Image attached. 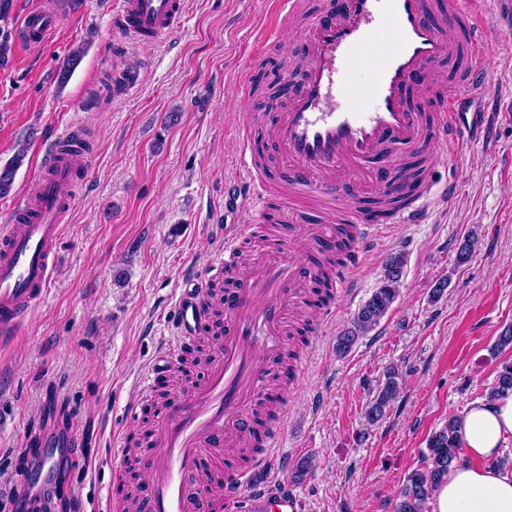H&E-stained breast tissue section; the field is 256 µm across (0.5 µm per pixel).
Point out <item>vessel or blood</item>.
Listing matches in <instances>:
<instances>
[{"mask_svg": "<svg viewBox=\"0 0 512 512\" xmlns=\"http://www.w3.org/2000/svg\"><path fill=\"white\" fill-rule=\"evenodd\" d=\"M486 0H448L440 12L432 0H336L320 10L305 33L307 57L293 84L288 108L270 130L286 191L284 213L296 219V203L316 198L344 221L357 239L346 263L330 276V285L346 289L354 280L362 252L378 240L384 223L408 224L424 209L431 193L419 186L413 201L393 209L387 220L365 217L356 210L361 182L375 176L388 189L398 173L396 151H413L423 143L425 116H432L435 145L456 147L466 138L458 114L461 100L488 94L484 79L485 43L490 29L484 17ZM183 16L182 0H115L112 27L137 40L159 45L168 40ZM50 6L28 10L20 24L22 40L44 41L57 28ZM471 48L469 65L457 71L447 87L434 89L433 68L453 59L460 39ZM144 81L142 70L112 75V97L124 100ZM419 98L426 113L416 112ZM256 112L243 114L238 125L237 178L224 186V203L241 207L266 200L269 185L253 166L252 129ZM75 134L66 128L53 140L42 171L31 190L0 226V340L16 336L48 288L64 220L75 197L77 173L63 148ZM250 224H227L214 269L232 268ZM337 230L322 227L314 249L334 243ZM314 249L289 248L264 256L259 269L238 277L224 300V339L212 354L204 378L171 394L156 421L148 448L130 455L124 438H114L112 452L121 460L134 457L145 475L138 493L139 512H302L300 495L282 473L285 458L283 424L258 428L249 408L278 368L283 383L299 385L300 368L280 364L285 297L299 282L317 277ZM208 283L191 277L179 295L175 332L151 366L145 394L154 382L173 377L192 359L204 328L201 302ZM251 448L249 465L225 468L224 459L237 448Z\"/></svg>", "mask_w": 512, "mask_h": 512, "instance_id": "1", "label": "vessel or blood"}]
</instances>
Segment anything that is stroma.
<instances>
[{
    "instance_id": "35a3bbf8",
    "label": "stroma",
    "mask_w": 512,
    "mask_h": 512,
    "mask_svg": "<svg viewBox=\"0 0 512 512\" xmlns=\"http://www.w3.org/2000/svg\"><path fill=\"white\" fill-rule=\"evenodd\" d=\"M39 2L0 0L10 38L0 56V165L18 148L27 152L12 191L0 197V223L56 132L80 124L91 150L76 161L75 205L48 291L22 334L0 344V503L5 512H102L113 434L141 435L161 407L158 397L143 398V379L174 332L186 274L209 273L225 219L255 227L242 244V274L259 252L293 237L276 197L261 213L228 212L224 184L236 170L238 119L258 103L237 76L248 69L261 85L280 83L281 60L303 54L304 21L262 50L251 35L270 19L267 0H183L171 39L151 46L113 31L114 0H51L61 14L56 31L18 43L23 14ZM486 13L490 92L462 105L478 116L470 139L426 158L423 177L434 186L427 209L416 223L385 225L357 271L358 288L338 297L333 317L310 336L302 389L277 403L289 466L316 463L289 481L303 512H392L429 435L486 398L512 358V349H493L512 324V7L488 0ZM78 48L80 65L59 85L60 66ZM126 68L144 70V82L130 99L113 100L104 80ZM467 239L474 249L457 263ZM393 253L405 258L398 298L374 330L337 354V335ZM392 365L402 374L400 393L369 423L366 404ZM137 402L140 419L128 421L125 410ZM63 433L76 448L64 472L69 492L18 494L21 475H40L36 449Z\"/></svg>"
}]
</instances>
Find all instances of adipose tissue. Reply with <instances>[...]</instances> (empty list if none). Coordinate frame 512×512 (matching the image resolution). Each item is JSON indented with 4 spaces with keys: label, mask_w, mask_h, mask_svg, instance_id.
I'll return each instance as SVG.
<instances>
[{
    "label": "adipose tissue",
    "mask_w": 512,
    "mask_h": 512,
    "mask_svg": "<svg viewBox=\"0 0 512 512\" xmlns=\"http://www.w3.org/2000/svg\"><path fill=\"white\" fill-rule=\"evenodd\" d=\"M460 434L464 460L434 491L432 512H512V472L491 465L512 436V394L473 402Z\"/></svg>",
    "instance_id": "1"
}]
</instances>
